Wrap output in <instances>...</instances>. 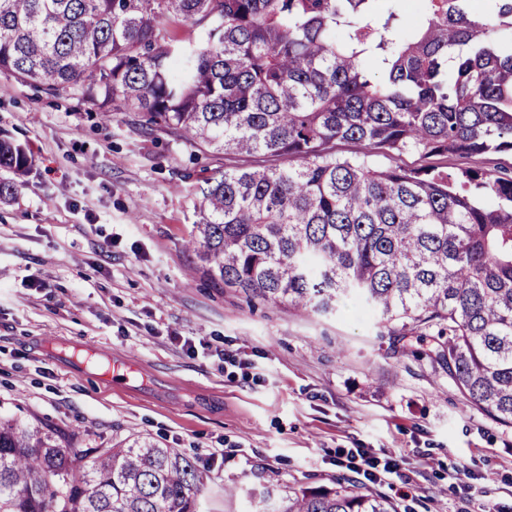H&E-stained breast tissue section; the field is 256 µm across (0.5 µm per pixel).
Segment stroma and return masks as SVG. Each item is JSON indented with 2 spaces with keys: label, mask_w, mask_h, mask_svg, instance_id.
I'll use <instances>...</instances> for the list:
<instances>
[{
  "label": "stroma",
  "mask_w": 512,
  "mask_h": 512,
  "mask_svg": "<svg viewBox=\"0 0 512 512\" xmlns=\"http://www.w3.org/2000/svg\"><path fill=\"white\" fill-rule=\"evenodd\" d=\"M3 135L33 167L0 202V418L81 454L136 435L178 449L198 512L340 479L397 512H512V428L467 405L422 344L351 298L303 314L197 272L183 242L216 155L0 74ZM89 348L136 359L133 380L93 378ZM361 448L399 474L353 473Z\"/></svg>",
  "instance_id": "1"
}]
</instances>
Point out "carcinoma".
Instances as JSON below:
<instances>
[{
    "mask_svg": "<svg viewBox=\"0 0 512 512\" xmlns=\"http://www.w3.org/2000/svg\"><path fill=\"white\" fill-rule=\"evenodd\" d=\"M0 0V74L221 157L187 246L226 288L318 315L348 297L512 428V176L371 154L512 153V0ZM359 145L344 157L336 142ZM32 164L0 139V168ZM91 465L0 421V512H198L199 475L148 437ZM281 512H396L341 479Z\"/></svg>",
    "mask_w": 512,
    "mask_h": 512,
    "instance_id": "cac0c4a2",
    "label": "carcinoma"
}]
</instances>
